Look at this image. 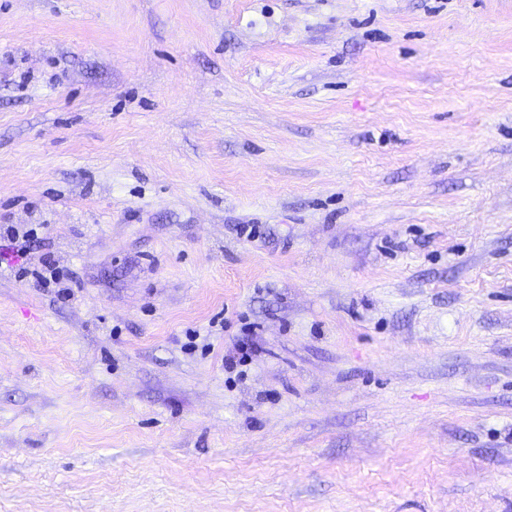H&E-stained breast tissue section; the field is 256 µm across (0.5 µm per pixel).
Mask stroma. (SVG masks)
I'll use <instances>...</instances> for the list:
<instances>
[{
    "mask_svg": "<svg viewBox=\"0 0 512 512\" xmlns=\"http://www.w3.org/2000/svg\"><path fill=\"white\" fill-rule=\"evenodd\" d=\"M0 512H512V0H0Z\"/></svg>",
    "mask_w": 512,
    "mask_h": 512,
    "instance_id": "obj_1",
    "label": "stroma"
}]
</instances>
